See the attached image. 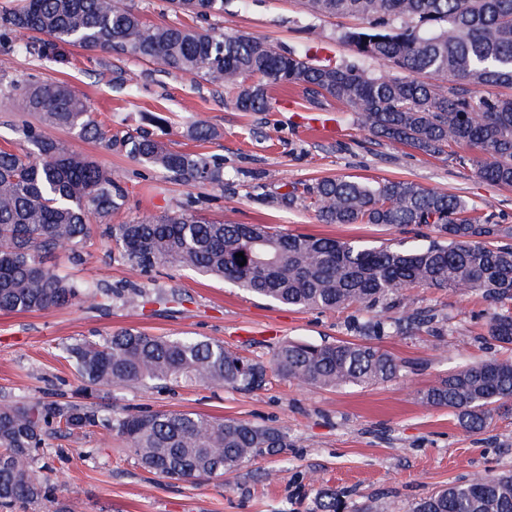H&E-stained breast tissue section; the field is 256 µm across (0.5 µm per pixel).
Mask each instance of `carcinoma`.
<instances>
[{"label":"carcinoma","mask_w":512,"mask_h":512,"mask_svg":"<svg viewBox=\"0 0 512 512\" xmlns=\"http://www.w3.org/2000/svg\"><path fill=\"white\" fill-rule=\"evenodd\" d=\"M206 19L224 12V0H171ZM313 14L357 16L366 26L344 33L359 57L405 76L374 77L351 65H316L307 52H283L248 36L149 25L125 0H23L0 16V28L20 49L33 34L50 43L115 51L154 61L236 91V107L265 112L269 92L298 85L313 99L346 105L377 137L429 156L447 154L477 175L512 185V96L478 95L484 87H512V0H304ZM396 19L413 25L397 27ZM21 105L45 125L103 139L90 104L63 83L24 89ZM33 150H0V311L36 312L86 304L107 309L134 304L145 292L134 284L92 289L62 275L57 252L84 261L90 217L103 221L121 209L119 177L91 158L29 128ZM118 144L140 163L192 186L224 182V164L207 153L173 151L147 136ZM468 147L475 155H461ZM324 224L417 225L437 238L418 247H366L354 241L286 234L261 224L206 221L186 210L144 214L130 224H108L122 258L150 271L174 265L220 277L264 299L307 309L368 311L396 308L398 322L427 324L437 314L416 308L414 291L445 288L479 295L487 335L512 346V225L476 216L466 199L410 180L364 183L327 178L303 187ZM243 253L244 257L237 256ZM245 265H240V262ZM387 323L356 325L360 341H287L269 360L242 356L220 342L121 331L102 340L63 347L81 379L79 400L50 393L21 402L0 399V512H24L53 488L36 475L40 449L50 439L94 428L125 438L142 467L173 479L222 476L246 461L289 447L288 433L233 419L181 411H112L97 402L105 387L140 383H200L250 391L272 373L316 387L377 384L401 376L403 362L372 343ZM424 403L443 407L470 432L483 430L493 411L512 404V358H477L438 379ZM321 512H345L326 491ZM413 512H512V473L485 471L422 499Z\"/></svg>","instance_id":"obj_1"}]
</instances>
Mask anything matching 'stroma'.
Masks as SVG:
<instances>
[{
	"label": "stroma",
	"mask_w": 512,
	"mask_h": 512,
	"mask_svg": "<svg viewBox=\"0 0 512 512\" xmlns=\"http://www.w3.org/2000/svg\"><path fill=\"white\" fill-rule=\"evenodd\" d=\"M148 24L207 29L264 39L282 49L307 50L321 64H358L377 77L392 69L357 57L342 36L362 27L358 17L308 13L299 0H225L224 11L200 20L173 10L169 0H126ZM32 52L0 37V149L23 151L27 127L96 160L119 176L128 192L112 223L145 213L187 209L230 224H268L291 234L411 247L433 238L424 226L324 224L307 201L284 193L322 178L359 181L409 179L425 188L466 198L475 214H495L512 225V186L480 179L448 156H428L370 134L336 100H309L302 87L273 89L265 112H242L233 92L202 78L164 71L155 62L78 46L50 47L34 35ZM122 70L124 85L113 84ZM58 81L86 97L107 136L146 132L168 148L205 152L224 160V182L193 187L129 158L120 147L41 126L23 111L20 94L34 82ZM161 115L165 125L153 123ZM204 122L210 139L196 141ZM94 224L83 265L65 266L77 283L131 281L148 292L176 291L181 299L108 309L73 306L45 312H0V396L29 400L79 385L63 347L124 330L158 336H193L223 342L248 357L268 360L286 341L350 340L353 319L365 310L288 307L255 297L192 270L164 266L144 273L131 267ZM418 305L437 310L434 328H407L377 344L401 359L402 377L384 384L318 388L270 377L243 391L185 385L173 389L133 384L105 391L115 411H185L235 418L286 431L289 449L244 464L221 477L171 480L143 469L127 442L99 432L50 440L43 460L55 496L30 512H317L320 494L333 490L352 512H410L433 491L474 473L512 469V411L495 414L470 433L444 408L424 405L420 391L473 357L500 355L479 317V296L420 289Z\"/></svg>",
	"instance_id": "35a3bbf8"
}]
</instances>
